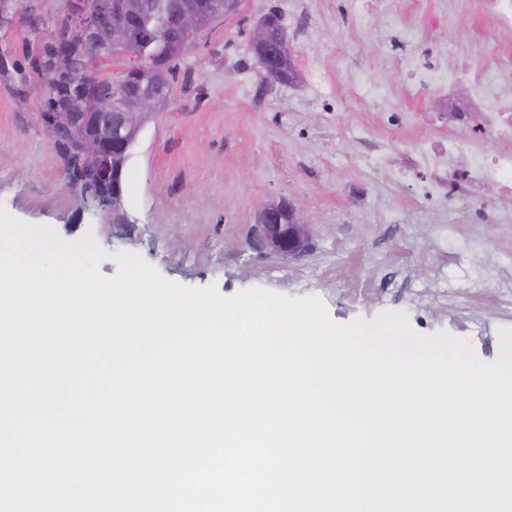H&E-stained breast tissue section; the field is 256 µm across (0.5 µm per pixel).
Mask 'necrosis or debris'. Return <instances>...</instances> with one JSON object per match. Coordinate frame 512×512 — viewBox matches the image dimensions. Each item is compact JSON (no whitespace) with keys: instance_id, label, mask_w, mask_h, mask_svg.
<instances>
[{"instance_id":"4bbe7bcc","label":"necrosis or debris","mask_w":512,"mask_h":512,"mask_svg":"<svg viewBox=\"0 0 512 512\" xmlns=\"http://www.w3.org/2000/svg\"><path fill=\"white\" fill-rule=\"evenodd\" d=\"M388 60L403 69L410 83L422 90L441 93L459 80H467L472 95L484 110L480 117L468 112L455 115L456 120L472 124L473 142L451 137L438 143H416L412 149L413 163L440 169L449 160L462 157L466 160L462 172L465 181L487 185L503 194L512 193V55L492 48L483 64L465 74L451 67L393 54ZM488 139L500 144L499 152L489 154L478 150V143Z\"/></svg>"}]
</instances>
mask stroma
Instances as JSON below:
<instances>
[{"label":"stroma","mask_w":512,"mask_h":512,"mask_svg":"<svg viewBox=\"0 0 512 512\" xmlns=\"http://www.w3.org/2000/svg\"><path fill=\"white\" fill-rule=\"evenodd\" d=\"M337 0H242L213 20L181 56L163 107L141 126L124 169L123 210L86 206L67 187L61 160L27 100L0 79V206L64 240L93 233L108 252L100 272L118 270L112 255L141 256L168 280L216 285L230 297L259 287L291 297L316 296L346 324L380 312L405 313L417 334L440 331L494 361L499 331L512 328V194L464 182L432 193L433 174L410 162L413 143L457 135L449 107L476 110L464 89L436 98L411 93L398 55L436 52L440 63L468 69L487 44L512 47L498 31L458 8L423 11L435 0H388L368 22L342 15ZM277 10L288 35L294 82L264 79L250 33ZM417 22L418 41L403 27ZM381 85L412 123L390 125L350 94L351 77ZM338 96L336 110L323 105ZM303 209L312 244L281 257L249 239L264 202Z\"/></svg>","instance_id":"35a3bbf8"}]
</instances>
